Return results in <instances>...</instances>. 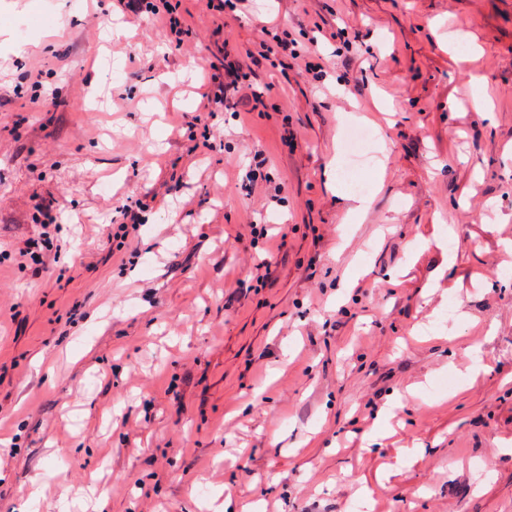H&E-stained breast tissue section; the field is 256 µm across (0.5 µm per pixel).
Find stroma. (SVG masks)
<instances>
[{
  "instance_id": "obj_1",
  "label": "stroma",
  "mask_w": 512,
  "mask_h": 512,
  "mask_svg": "<svg viewBox=\"0 0 512 512\" xmlns=\"http://www.w3.org/2000/svg\"><path fill=\"white\" fill-rule=\"evenodd\" d=\"M173 2L179 47L112 0H0V512H512V0ZM269 23L313 70L210 110L221 45ZM364 125L354 221L332 160ZM155 196H129L126 203L120 210L122 216V222L118 225V229L121 232L120 236L128 237L130 234L129 224L132 231H136L137 224H140V214L144 212V209L152 208L150 203L155 202Z\"/></svg>"
}]
</instances>
